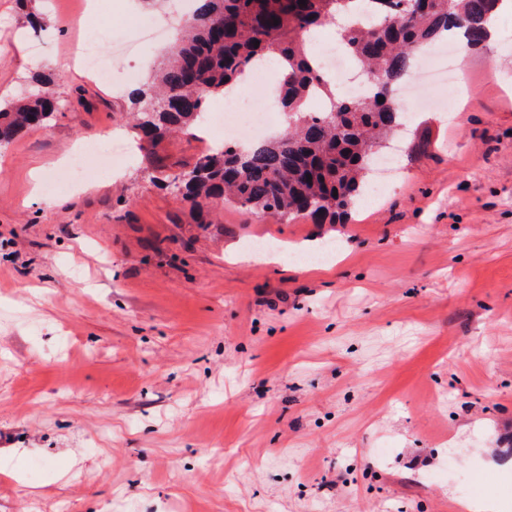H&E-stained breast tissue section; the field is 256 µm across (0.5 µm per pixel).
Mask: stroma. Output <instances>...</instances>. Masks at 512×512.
Masks as SVG:
<instances>
[{"instance_id": "1", "label": "stroma", "mask_w": 512, "mask_h": 512, "mask_svg": "<svg viewBox=\"0 0 512 512\" xmlns=\"http://www.w3.org/2000/svg\"><path fill=\"white\" fill-rule=\"evenodd\" d=\"M76 8L0 0V98L43 75L61 103L0 147V512H512V13L450 111L412 107L395 185L317 224L181 204L224 131L132 129L163 50L133 23L169 6ZM104 26L108 86L75 70ZM328 240V269L292 262Z\"/></svg>"}]
</instances>
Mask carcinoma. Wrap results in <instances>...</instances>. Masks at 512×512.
Segmentation results:
<instances>
[{
	"mask_svg": "<svg viewBox=\"0 0 512 512\" xmlns=\"http://www.w3.org/2000/svg\"><path fill=\"white\" fill-rule=\"evenodd\" d=\"M182 35L167 50L153 82L129 93L139 140L196 125L209 99L239 81L241 70L266 58L278 64L274 95L287 118L283 134L243 145L232 140L197 158L170 181L192 210L204 202L237 201L274 217L309 216L343 222L361 197L371 162L403 124L392 92L413 69L418 53L445 39L475 46L485 20L501 0H194ZM344 16L341 40L371 77L370 94L336 98L307 40ZM259 46H254V41ZM335 99L326 112L305 109L314 89ZM384 101H378L379 97ZM60 108L44 79L17 101L0 107V147L25 129L47 123ZM248 153L241 165L240 154Z\"/></svg>",
	"mask_w": 512,
	"mask_h": 512,
	"instance_id": "1",
	"label": "carcinoma"
}]
</instances>
